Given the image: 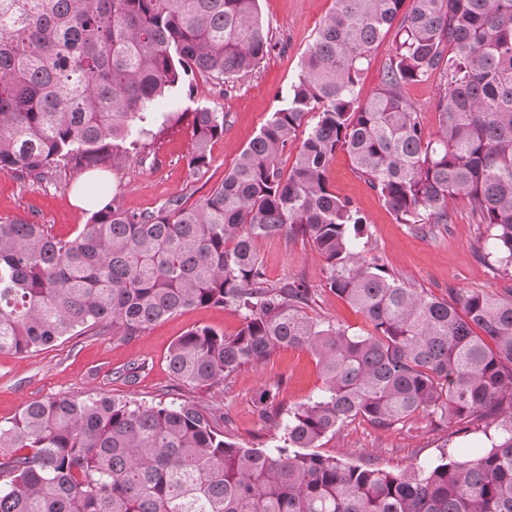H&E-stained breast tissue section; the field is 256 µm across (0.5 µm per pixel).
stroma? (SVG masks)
<instances>
[{"mask_svg": "<svg viewBox=\"0 0 512 512\" xmlns=\"http://www.w3.org/2000/svg\"><path fill=\"white\" fill-rule=\"evenodd\" d=\"M333 5L334 0H259L274 48L252 73L221 85L195 76L192 96L180 102L179 122L153 126L151 134L141 137L140 152L112 163L60 168L40 180L0 170V220L35 222L67 239L82 230L93 214L92 208L73 203L74 191L94 193L102 186L108 199L131 213L155 211L176 198L187 207L198 204L221 184L241 150L278 107ZM199 106L223 112L224 136L212 144L209 166L194 171L187 157L193 139L192 112ZM328 176L332 191L350 199L367 220L368 234L359 245L363 255L386 264L407 287L442 299L459 290L497 294L512 290V275L488 257L487 233L476 224L466 199L451 204L449 223L433 225L421 235L397 223L345 152L336 153ZM256 250L270 283L300 279L312 288L309 316L368 332L364 319L327 288V266L308 243L266 238L257 241ZM242 321L241 313L231 307L190 308L130 338L99 327L34 353L2 352L0 422L13 418L29 402L101 392L143 404L186 400L206 410L218 407L225 416V437L246 448L275 447L279 433L264 422L258 396L270 390L268 404L283 420L289 411L315 398L322 379L309 351L277 349L265 361L242 366L211 388L177 384L169 373V349L187 331L208 327L230 336L239 331ZM133 362L140 371L137 380L128 383L118 373ZM482 440L481 431H460L434 417L416 415L390 428L356 418L324 439L320 452L399 472L428 465L456 447L481 445Z\"/></svg>", "mask_w": 512, "mask_h": 512, "instance_id": "35a3bbf8", "label": "stroma"}]
</instances>
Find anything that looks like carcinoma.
I'll list each match as a JSON object with an SVG mask.
<instances>
[{
  "instance_id": "cac0c4a2",
  "label": "carcinoma",
  "mask_w": 512,
  "mask_h": 512,
  "mask_svg": "<svg viewBox=\"0 0 512 512\" xmlns=\"http://www.w3.org/2000/svg\"><path fill=\"white\" fill-rule=\"evenodd\" d=\"M271 49L258 0H0V169L40 179L123 157L195 74L243 77ZM432 77L434 138L404 96ZM223 135L224 113L196 109L189 167L206 168ZM339 150L418 232L466 197L511 271L512 0H334L287 97L197 206L109 203L67 240L0 221V352L231 306L236 334L196 328L174 342L175 381L214 386L284 346L311 352L323 380L287 423L262 412L283 432L271 449L229 440L224 414L187 402L29 403L0 422V512H512V291L448 301L362 256L366 219L328 181ZM277 236L310 243L326 287L373 332L313 320L302 282L268 283L255 242ZM416 413L450 425L477 415L486 442L400 473L317 452L349 419L389 427ZM393 33H390L388 37L385 40L384 46L382 47L380 53L376 57L375 61L370 66L369 70L365 74L363 84H362V90L360 94V100L364 101L369 95H371L376 88L378 87L381 77L383 68L385 66L387 57H388V45L391 42Z\"/></svg>"
}]
</instances>
